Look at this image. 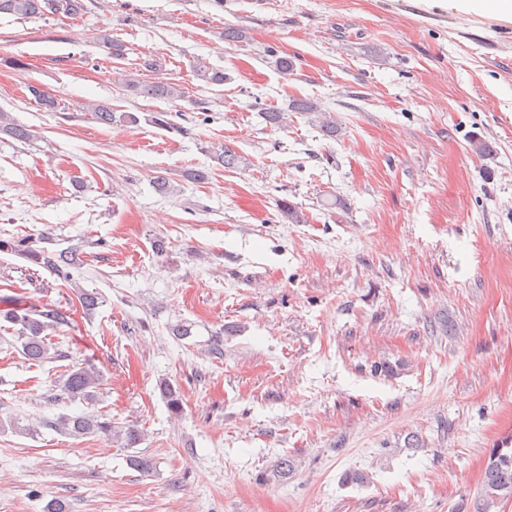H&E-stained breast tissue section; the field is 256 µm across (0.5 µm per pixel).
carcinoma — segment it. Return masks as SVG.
I'll use <instances>...</instances> for the list:
<instances>
[{"mask_svg": "<svg viewBox=\"0 0 512 512\" xmlns=\"http://www.w3.org/2000/svg\"><path fill=\"white\" fill-rule=\"evenodd\" d=\"M84 0H0V14H8L19 19H47L56 15L76 17L84 12ZM193 72L205 81L221 85L224 72L206 65L201 60L193 63ZM124 86L135 96L174 102L185 97L183 88L173 82L143 81L136 78L125 79ZM29 91L39 105L47 112H56L57 100L44 89L32 85ZM92 119L105 125H133L139 118L131 112H116L106 104L92 103L83 106ZM291 111L305 112L314 117V122L329 138L336 137L340 126L336 117L322 110L310 100H295ZM170 112L157 111L151 115L150 122L162 129L178 134L184 128L169 119ZM4 135L14 141L27 143L36 138L31 127L15 120L9 113L0 110V136ZM211 158L216 165L223 168H238L245 165V158L233 149L224 146L214 150ZM0 249L10 250L53 272L60 278L71 279L78 264L80 247L65 250H50L46 247L35 248L25 240L12 242L0 240ZM0 318L17 327V339L20 341L21 353L32 362H42L50 358V347L44 332L48 328H59L71 323L70 309L51 306L42 310L15 306L0 310ZM101 372L92 364L76 363L67 371L61 384V392L70 401L92 403L97 400ZM160 393L169 408L178 413L182 409V395L178 387L169 381L159 385ZM49 427L73 438L105 436L123 448H133L141 443L143 434L135 425L118 426L101 414L82 413L79 415L62 414ZM512 497V448L504 443L491 449L484 470V478L479 495L476 512H490L501 500Z\"/></svg>", "mask_w": 512, "mask_h": 512, "instance_id": "obj_1", "label": "carcinoma"}]
</instances>
